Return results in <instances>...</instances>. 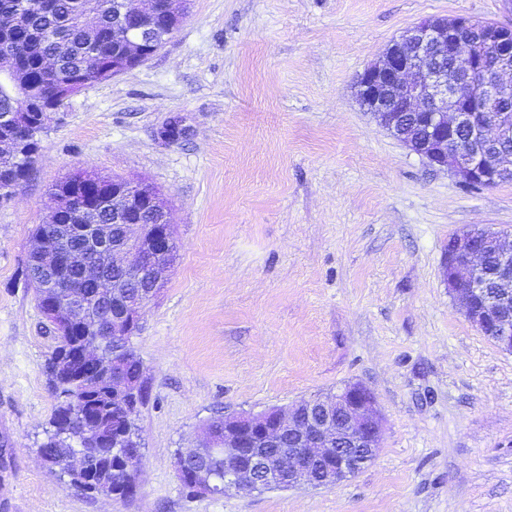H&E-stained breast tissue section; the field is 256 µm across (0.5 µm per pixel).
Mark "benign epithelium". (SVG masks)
I'll return each instance as SVG.
<instances>
[{
	"label": "benign epithelium",
	"instance_id": "1",
	"mask_svg": "<svg viewBox=\"0 0 512 512\" xmlns=\"http://www.w3.org/2000/svg\"><path fill=\"white\" fill-rule=\"evenodd\" d=\"M142 60L140 53L129 54L98 69L97 76L101 81L109 79ZM507 75L512 76V25L489 29L467 17L451 24L446 17H433L409 28L364 69L357 96L383 129L429 165L447 169L465 184L492 187L512 181V155L505 151L512 142V82L504 81ZM463 140L470 143L469 151L453 150L454 143ZM122 194L127 209L140 216L161 196L157 189L129 182L123 192L103 193L85 209L92 215L101 213ZM112 222L124 229L119 246L106 249L98 235L100 225L91 223L81 228L84 245L44 254L45 266L80 272L72 288L59 289L69 303H52L43 312L60 340L70 334L73 323L86 319L85 298L91 296L100 304L112 299L122 305L112 322L97 324L98 336L114 343L129 341L142 310L157 296L175 261L177 242L168 219L125 222L123 212L114 209ZM105 263L147 276L148 290L120 298L119 286L102 274ZM443 278L472 326L512 353V238L489 229L462 235L445 253ZM69 362L110 375L112 384L134 394L145 383L142 371L137 383L128 382L114 369L112 355L94 343L79 346ZM79 432L80 445L63 462L75 473L83 467L95 429L83 421ZM381 434L374 393L362 384L349 383L287 409L231 414L225 417L224 442H216L207 429L203 440L180 457H200L207 445L219 450L224 454L228 491H260L266 482L280 477L290 488L304 484L329 488L372 463ZM132 443L124 458L134 476L140 469L139 436ZM188 480L200 494L212 495L219 489L215 475L204 467Z\"/></svg>",
	"mask_w": 512,
	"mask_h": 512
}]
</instances>
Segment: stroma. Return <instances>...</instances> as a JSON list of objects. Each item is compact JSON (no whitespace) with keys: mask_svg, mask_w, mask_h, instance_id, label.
<instances>
[{"mask_svg":"<svg viewBox=\"0 0 512 512\" xmlns=\"http://www.w3.org/2000/svg\"><path fill=\"white\" fill-rule=\"evenodd\" d=\"M511 23L503 0H188L149 60L53 113L0 201V512H512V353L448 292V242L512 234V182L463 187L381 128L357 80L427 17ZM183 130L165 139L163 128ZM83 170L164 192L178 258L130 342L148 399L130 496L70 484L38 448L57 345L27 282L53 185ZM371 389L373 463L332 488L189 492L205 424Z\"/></svg>","mask_w":512,"mask_h":512,"instance_id":"1","label":"stroma"}]
</instances>
